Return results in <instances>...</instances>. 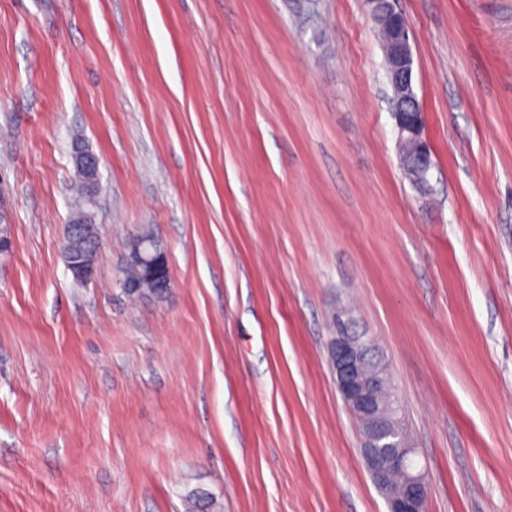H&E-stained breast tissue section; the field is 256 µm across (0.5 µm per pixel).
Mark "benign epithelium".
<instances>
[{
  "instance_id": "benign-epithelium-1",
  "label": "benign epithelium",
  "mask_w": 512,
  "mask_h": 512,
  "mask_svg": "<svg viewBox=\"0 0 512 512\" xmlns=\"http://www.w3.org/2000/svg\"><path fill=\"white\" fill-rule=\"evenodd\" d=\"M373 21L381 22L390 30L385 43L389 67L386 75L397 90L410 96L413 81V57L410 52V26L399 0H367ZM425 118L406 123L396 118L398 138L412 139L421 144L418 164L428 167L430 144L423 136ZM77 172L82 176L88 193L96 192L99 181V161L93 155L75 156ZM64 240L73 243L88 239L93 249L101 247L99 233L88 232L72 220L65 225ZM66 264L74 278L88 284L95 276V265L66 252ZM124 270L128 277L120 280L124 290L139 287L147 279L160 288L171 286V274L166 256L158 252L150 238H138L125 256ZM329 359L342 400L357 421L361 435V452L371 480L385 497L388 512H426L430 483L422 470L407 471V459L415 449L408 439L396 410L398 399L387 394L390 377L386 364L375 347L361 336L352 334L349 324L336 316V336L328 346Z\"/></svg>"
}]
</instances>
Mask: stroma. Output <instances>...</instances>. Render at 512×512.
Wrapping results in <instances>:
<instances>
[{
	"instance_id": "obj_1",
	"label": "stroma",
	"mask_w": 512,
	"mask_h": 512,
	"mask_svg": "<svg viewBox=\"0 0 512 512\" xmlns=\"http://www.w3.org/2000/svg\"><path fill=\"white\" fill-rule=\"evenodd\" d=\"M435 167L366 0H0V512H388L328 359L388 363L426 512H512V0H401ZM100 161L93 284L63 254ZM164 248L132 303L126 243ZM402 112H413L415 111H406L401 110L396 113H402ZM420 121L419 119H416L412 123H406L404 122L399 115H396V127H397V134L399 140H405V139H412L421 144L420 147V154L418 157V164L422 169H426L428 167V155L431 154L430 144L426 137L423 136L424 133V126H425V118L423 114V110H420ZM418 153L419 147L413 141H406L399 144L400 166L404 174L417 189L427 191L430 190L429 185H425L421 188L424 179L427 178V173H423L413 164L414 158ZM77 172L82 176L84 186L89 194L96 192L99 181V161L94 155L78 153L75 156Z\"/></svg>"
}]
</instances>
